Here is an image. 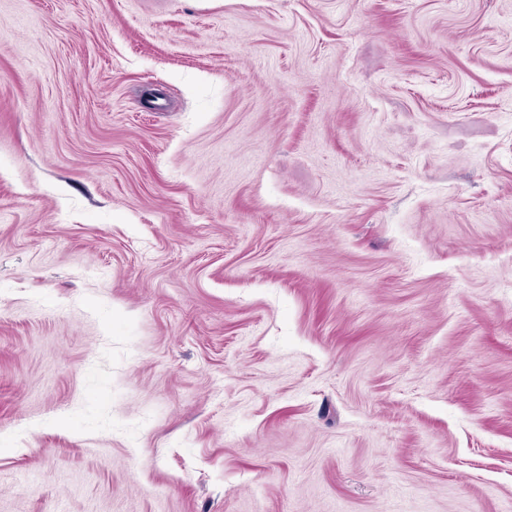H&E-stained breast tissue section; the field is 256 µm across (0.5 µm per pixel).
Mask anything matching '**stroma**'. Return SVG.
Returning <instances> with one entry per match:
<instances>
[{
	"mask_svg": "<svg viewBox=\"0 0 512 512\" xmlns=\"http://www.w3.org/2000/svg\"><path fill=\"white\" fill-rule=\"evenodd\" d=\"M0 512H512V0H0Z\"/></svg>",
	"mask_w": 512,
	"mask_h": 512,
	"instance_id": "35a3bbf8",
	"label": "stroma"
}]
</instances>
